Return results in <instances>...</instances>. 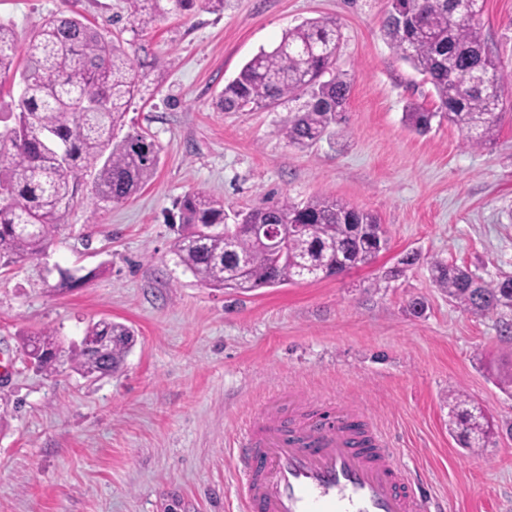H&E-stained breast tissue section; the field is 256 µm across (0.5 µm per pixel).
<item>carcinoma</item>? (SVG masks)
I'll return each instance as SVG.
<instances>
[{
  "mask_svg": "<svg viewBox=\"0 0 512 512\" xmlns=\"http://www.w3.org/2000/svg\"><path fill=\"white\" fill-rule=\"evenodd\" d=\"M126 0L137 29L146 31L169 13L189 10L196 0ZM483 5L456 17L453 0H389L384 35L396 52L432 84L448 123L472 147L496 139L506 75L489 52L479 24ZM342 39L328 19L306 21L286 33L270 51L260 50L224 86L217 106L224 112L276 107L289 102L282 134L288 145L306 149L336 135L350 93L345 74L335 70ZM76 17L53 16L29 38L18 66L14 28L0 22V74L20 72L18 111L1 112L0 259H36L51 246L67 209L92 178V193L119 203L154 177L159 151L139 133L115 142L127 109L148 72L138 58ZM434 113L411 108L405 119L415 130L430 126ZM179 228L174 252L180 263L212 288H226L239 256L248 260L242 291L300 284L310 269L325 278L370 264L378 255L372 231L377 217L330 197L304 205L284 199L234 215L236 224H302L277 258L248 232L228 242L224 202L196 192L177 203ZM434 285L463 309L486 315L512 311V290L486 281L466 267L431 263ZM134 340L131 327L110 320L92 324L80 347L64 350L54 331L26 339L24 351L37 370L57 372L60 359L84 376L118 370ZM448 427L464 448H486L493 424L467 396L448 391Z\"/></svg>",
  "mask_w": 512,
  "mask_h": 512,
  "instance_id": "cac0c4a2",
  "label": "carcinoma"
}]
</instances>
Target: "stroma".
Instances as JSON below:
<instances>
[{"instance_id":"35a3bbf8","label":"stroma","mask_w":512,"mask_h":512,"mask_svg":"<svg viewBox=\"0 0 512 512\" xmlns=\"http://www.w3.org/2000/svg\"><path fill=\"white\" fill-rule=\"evenodd\" d=\"M386 0H224L133 34L125 0H0L26 38L50 15L81 14L160 60L125 118L153 140V179L120 203L82 194L46 253L0 266V512H240L233 450L268 401L333 398L385 433L397 463L445 512H512V311L477 315L436 288L443 260L485 279L512 275V85L497 139L470 147L437 116L424 76L384 36ZM335 20L336 68L351 83L341 136L312 148L280 133L287 105L224 112L216 99L293 27ZM488 49L512 71V0H484ZM433 111L409 128V106ZM204 191L226 212L263 200L333 197L376 214L389 239L371 264L317 282L243 292L201 283L173 252L177 199ZM416 254L414 264L402 258ZM79 283L58 289L60 271ZM425 304L421 316L411 299ZM101 319L136 341L98 378L38 372L23 353L50 328L80 343ZM490 417L485 448L448 432V392Z\"/></svg>"}]
</instances>
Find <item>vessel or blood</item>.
<instances>
[{
  "label": "vessel or blood",
  "instance_id": "obj_1",
  "mask_svg": "<svg viewBox=\"0 0 512 512\" xmlns=\"http://www.w3.org/2000/svg\"><path fill=\"white\" fill-rule=\"evenodd\" d=\"M237 477L242 512H430L425 489L346 405L295 420L261 410L241 432Z\"/></svg>",
  "mask_w": 512,
  "mask_h": 512
}]
</instances>
